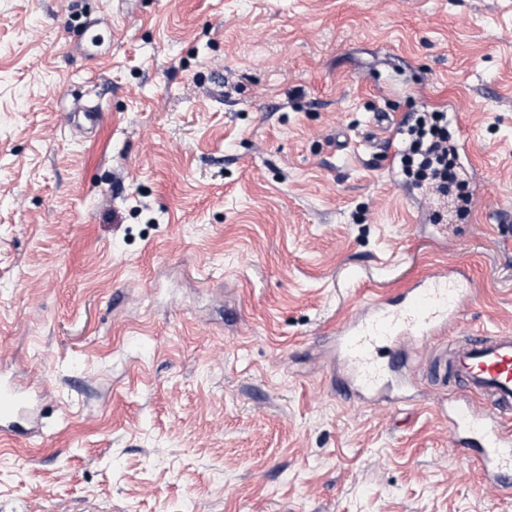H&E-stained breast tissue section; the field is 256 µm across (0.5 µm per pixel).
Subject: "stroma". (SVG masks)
Returning <instances> with one entry per match:
<instances>
[{
    "instance_id": "stroma-1",
    "label": "stroma",
    "mask_w": 512,
    "mask_h": 512,
    "mask_svg": "<svg viewBox=\"0 0 512 512\" xmlns=\"http://www.w3.org/2000/svg\"><path fill=\"white\" fill-rule=\"evenodd\" d=\"M444 105L438 222L336 134ZM444 262L452 335L512 330V0H0V364L45 395L0 512H512L426 380L332 385L337 323ZM74 112L78 120L73 130L81 138L91 137L100 125L101 112L95 105L81 104L79 101L75 103Z\"/></svg>"
}]
</instances>
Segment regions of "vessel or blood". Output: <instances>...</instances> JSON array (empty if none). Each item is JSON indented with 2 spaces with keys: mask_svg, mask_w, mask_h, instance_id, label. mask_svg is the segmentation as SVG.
I'll return each mask as SVG.
<instances>
[{
  "mask_svg": "<svg viewBox=\"0 0 512 512\" xmlns=\"http://www.w3.org/2000/svg\"><path fill=\"white\" fill-rule=\"evenodd\" d=\"M74 127L91 137L101 114L91 104H76ZM375 125L385 133L373 147L395 165L402 132L396 116ZM464 268L441 264L429 269L397 296L365 299L336 327L334 358L338 389L359 404L385 399L411 388V353L417 344L445 337L459 319L448 299L456 285H472ZM441 418L464 438L462 455L476 462L484 479L512 489V332L458 337L430 364ZM33 377L0 372V437L43 436L42 406L33 393Z\"/></svg>",
  "mask_w": 512,
  "mask_h": 512,
  "instance_id": "1",
  "label": "vessel or blood"
}]
</instances>
